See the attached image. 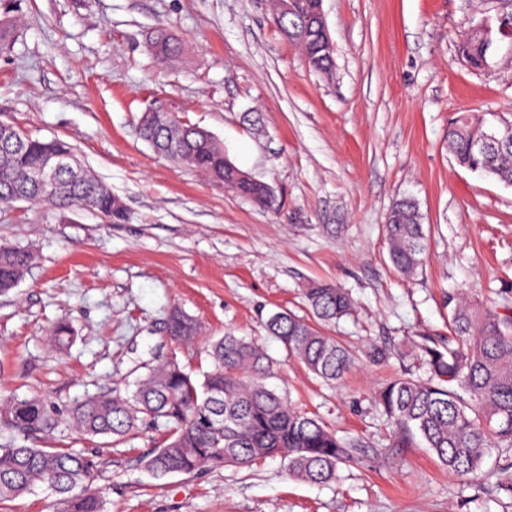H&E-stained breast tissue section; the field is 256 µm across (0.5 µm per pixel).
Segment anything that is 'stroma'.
<instances>
[{
  "mask_svg": "<svg viewBox=\"0 0 512 512\" xmlns=\"http://www.w3.org/2000/svg\"><path fill=\"white\" fill-rule=\"evenodd\" d=\"M504 0H323L336 70L306 68L272 21L268 0H20L0 54V123L72 145L123 204L126 217L24 202L0 206V243L35 261L0 293V398H47L57 417L87 394L124 385L169 357L194 370L204 341L227 332L273 362L271 386L361 449L335 481L289 477L278 458L252 467L154 477L145 459L162 424L116 442L58 425L40 448H69L96 465L105 512H512V448L493 449L462 482L427 448L392 445L375 392L405 373L425 376L423 336L448 333L450 292L512 305V186L460 167L448 150L463 111L512 115V63L466 66L459 37L495 19ZM183 52L164 63L158 30ZM175 113L213 133L228 159L269 183L262 207L154 153L143 112ZM262 115L254 129L248 113ZM424 216L422 271L407 279L387 258L393 202ZM340 225L337 235L324 227ZM310 279L347 290L354 307L329 332L356 355L338 384L290 359L264 326L281 309L304 316ZM180 307L200 327L191 344L165 322ZM68 319L64 356L47 344ZM387 345L375 363L368 344Z\"/></svg>",
  "mask_w": 512,
  "mask_h": 512,
  "instance_id": "obj_1",
  "label": "stroma"
}]
</instances>
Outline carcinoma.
Here are the masks:
<instances>
[{"instance_id": "1", "label": "carcinoma", "mask_w": 512, "mask_h": 512, "mask_svg": "<svg viewBox=\"0 0 512 512\" xmlns=\"http://www.w3.org/2000/svg\"><path fill=\"white\" fill-rule=\"evenodd\" d=\"M280 34L296 45L309 69L323 76L335 63L313 44L315 36L296 40L304 26L298 16H282L273 8ZM15 29L11 10L0 14V51ZM496 29L482 24L459 38L462 59L472 69L489 66L496 53ZM149 50L166 61L181 56V44L159 34ZM140 137L153 150L179 166L189 167L224 188L261 206H270L268 184L237 177L238 168L224 155V145L208 131L165 112L161 120L140 121ZM491 127L506 130L504 139L486 152L477 148ZM12 142L0 139V202L24 197L47 206L92 210L120 218L112 190L85 167L54 174L50 189L24 185L26 170L50 157L76 156L60 139L32 137L8 126ZM448 149L457 164L512 186V121L494 113L460 112L448 123ZM388 258L405 277L423 268L426 234L418 204L397 200L385 224ZM35 259L22 247L0 245V293L22 280ZM311 317L276 311L268 315V333L289 357L314 376L341 381L354 360L350 350L325 327L351 313L353 302L343 289L313 280L303 288ZM448 339L423 338L428 377L403 375L387 382L376 395L394 426L393 444L400 448L421 439L448 473L470 482L481 473L491 448L512 447V311L503 312L448 294ZM168 332L179 344L198 336L197 323L178 308L168 317ZM74 340L72 326L61 321L48 336L49 347L64 353ZM211 369L196 377L170 358L147 367L126 384L75 401L68 421L84 436L115 440L135 433L149 418L164 421L168 433L145 460L156 477L192 474L205 468H245L280 456L288 460L289 477L311 484L336 478L339 465L351 461L358 443L336 436L318 419L295 410L267 384L272 361L253 343L233 333L209 342ZM53 421V406L40 396L0 401V427L12 439L0 445V503L47 486L63 505L61 512H104L93 488V463L68 448L29 445Z\"/></svg>"}]
</instances>
